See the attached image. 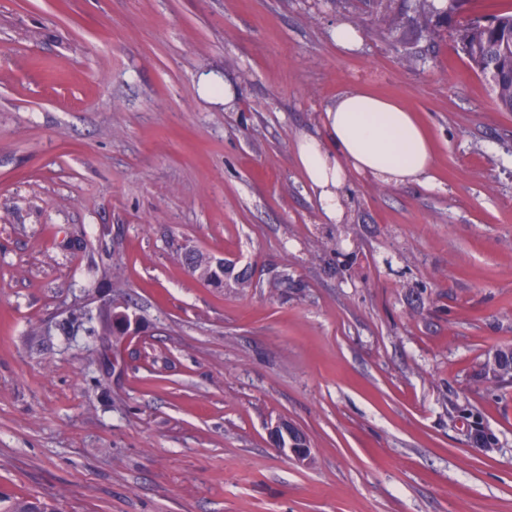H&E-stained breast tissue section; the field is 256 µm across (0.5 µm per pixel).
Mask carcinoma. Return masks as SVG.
<instances>
[{
  "label": "carcinoma",
  "mask_w": 512,
  "mask_h": 512,
  "mask_svg": "<svg viewBox=\"0 0 512 512\" xmlns=\"http://www.w3.org/2000/svg\"><path fill=\"white\" fill-rule=\"evenodd\" d=\"M464 0H419L414 26L427 29L432 18H446L458 12ZM457 50L472 68L489 81L499 107L512 112V12L465 18L454 28ZM195 273L209 284L224 286L221 274L197 261ZM481 377L498 385L512 383V347H497L488 354ZM9 512H49L40 501L19 499Z\"/></svg>",
  "instance_id": "carcinoma-1"
}]
</instances>
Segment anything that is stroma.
<instances>
[{
  "label": "stroma",
  "instance_id": "obj_1",
  "mask_svg": "<svg viewBox=\"0 0 512 512\" xmlns=\"http://www.w3.org/2000/svg\"><path fill=\"white\" fill-rule=\"evenodd\" d=\"M414 2L0 0V512H512V385L478 376L512 346V112ZM356 86L436 186L350 173L335 223L295 145ZM269 439L275 447L285 455H290L294 461L300 465H306L313 460V448L305 442V446L294 448L298 439L307 440L304 433L288 420H279L268 429ZM284 437L287 444L286 448L281 447V437ZM289 442V445H288Z\"/></svg>",
  "mask_w": 512,
  "mask_h": 512
}]
</instances>
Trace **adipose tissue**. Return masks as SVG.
Masks as SVG:
<instances>
[{
  "mask_svg": "<svg viewBox=\"0 0 512 512\" xmlns=\"http://www.w3.org/2000/svg\"><path fill=\"white\" fill-rule=\"evenodd\" d=\"M324 137H301L295 159L324 216L340 220L350 172L391 184L434 187L433 144L415 115L399 102L356 87L324 112Z\"/></svg>",
  "mask_w": 512,
  "mask_h": 512,
  "instance_id": "obj_1",
  "label": "adipose tissue"
}]
</instances>
